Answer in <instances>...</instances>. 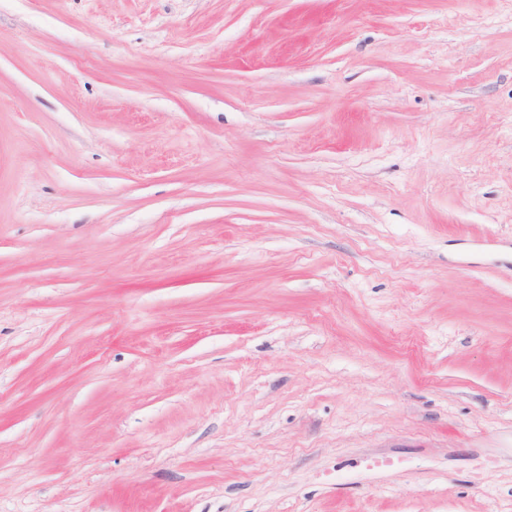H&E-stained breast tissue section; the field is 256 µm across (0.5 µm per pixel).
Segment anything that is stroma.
<instances>
[{"instance_id": "stroma-1", "label": "stroma", "mask_w": 512, "mask_h": 512, "mask_svg": "<svg viewBox=\"0 0 512 512\" xmlns=\"http://www.w3.org/2000/svg\"><path fill=\"white\" fill-rule=\"evenodd\" d=\"M0 512H512V0H0Z\"/></svg>"}]
</instances>
